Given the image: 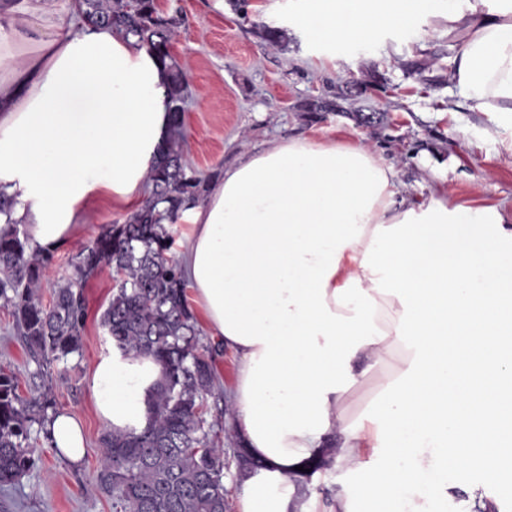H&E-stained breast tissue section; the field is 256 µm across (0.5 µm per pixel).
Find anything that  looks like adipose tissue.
Returning <instances> with one entry per match:
<instances>
[{"mask_svg": "<svg viewBox=\"0 0 512 512\" xmlns=\"http://www.w3.org/2000/svg\"><path fill=\"white\" fill-rule=\"evenodd\" d=\"M447 33L471 111L512 125V0H290L318 44L382 28ZM167 74L134 38L85 23L79 0H0V193L32 245L87 231L100 203L139 207L167 137ZM398 171L366 143L288 139L225 169L184 212L178 254L207 332L238 357L229 402L246 474L240 512H318L297 466L363 478L327 512H446L448 474L479 466L512 505V228L497 206L397 201ZM367 363L356 371V360ZM388 367L370 425L345 394ZM161 369L113 349L91 377L108 428L140 427ZM48 440L79 462V417ZM336 443H329V436ZM373 454L365 463V454Z\"/></svg>", "mask_w": 512, "mask_h": 512, "instance_id": "obj_1", "label": "adipose tissue"}]
</instances>
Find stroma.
<instances>
[{"label": "stroma", "instance_id": "35a3bbf8", "mask_svg": "<svg viewBox=\"0 0 512 512\" xmlns=\"http://www.w3.org/2000/svg\"><path fill=\"white\" fill-rule=\"evenodd\" d=\"M163 13L179 20L172 53L188 73L183 159L200 176L223 171L271 141L288 138L365 142L399 173L398 195L428 201L442 190L449 204L502 205L512 212V127L497 114L470 111L452 81L454 50L447 36L420 43L416 32L386 29L374 43L330 49L292 30L288 0H162ZM267 24L287 29V47L261 46L253 33ZM424 65L422 75L408 74L409 64ZM369 86L349 100V111L381 112V125H358L347 115L305 112L307 102L334 98L350 81ZM126 212L107 220L90 215L91 234L57 248L38 293L50 302L57 283L72 273L71 260L101 232L105 223L120 224ZM111 271L91 277L83 289L87 306L81 355L53 363L36 377L7 310L0 308V370L14 374L22 394L44 385L56 409L83 420L87 454L74 464L56 454L47 438L34 436L33 465L16 488L0 490V512H112V499L97 488L101 468L99 438L106 426L92 399L91 375L97 360L111 351L112 339L100 324L112 297ZM238 358L229 348L215 357L217 386L205 402L206 418L218 422L224 446V512H240V446L221 412L235 384ZM359 475L336 467L332 459L308 477L325 508L345 495Z\"/></svg>", "mask_w": 512, "mask_h": 512}]
</instances>
